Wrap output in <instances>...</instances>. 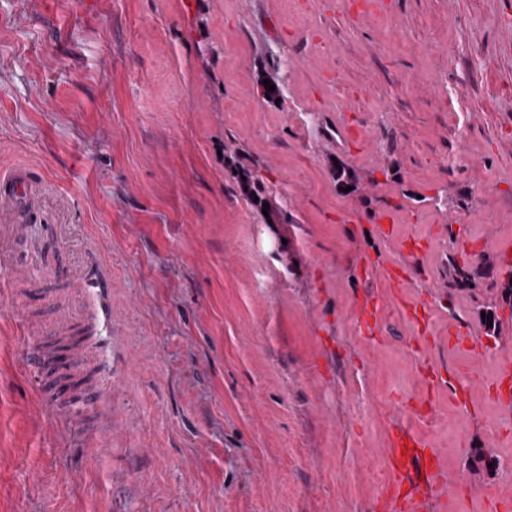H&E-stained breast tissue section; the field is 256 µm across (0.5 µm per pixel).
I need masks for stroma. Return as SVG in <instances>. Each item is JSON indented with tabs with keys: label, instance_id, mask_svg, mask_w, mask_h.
<instances>
[{
	"label": "stroma",
	"instance_id": "stroma-1",
	"mask_svg": "<svg viewBox=\"0 0 512 512\" xmlns=\"http://www.w3.org/2000/svg\"><path fill=\"white\" fill-rule=\"evenodd\" d=\"M16 167L38 232L15 246L22 294L0 293V512H393L377 472L397 419L446 469L473 446L499 460L441 492L447 512H512V0H0ZM91 248L112 269L103 393L20 359L32 336L81 339L94 296L56 297ZM413 254L436 278L393 292ZM368 286L374 336L353 318ZM455 324L496 359L449 345ZM464 362L494 383L465 431L431 385L466 384Z\"/></svg>",
	"mask_w": 512,
	"mask_h": 512
}]
</instances>
